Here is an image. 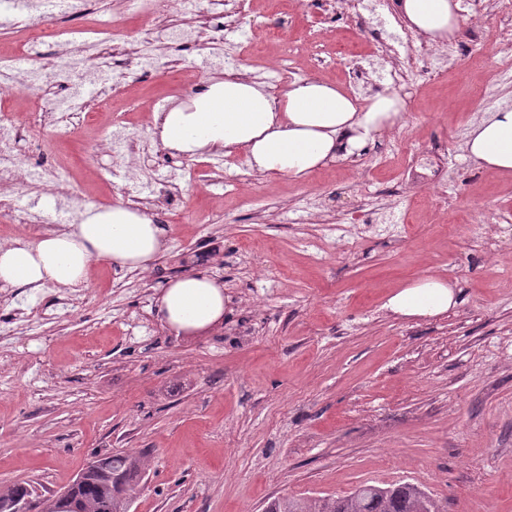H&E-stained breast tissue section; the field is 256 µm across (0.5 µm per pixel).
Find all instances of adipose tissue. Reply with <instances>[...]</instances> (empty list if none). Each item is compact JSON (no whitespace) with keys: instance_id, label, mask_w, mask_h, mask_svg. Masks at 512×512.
Here are the masks:
<instances>
[{"instance_id":"ef3b65f1","label":"adipose tissue","mask_w":512,"mask_h":512,"mask_svg":"<svg viewBox=\"0 0 512 512\" xmlns=\"http://www.w3.org/2000/svg\"><path fill=\"white\" fill-rule=\"evenodd\" d=\"M409 29L442 44L460 29L457 0H398ZM405 101L395 92L357 100L309 76L279 93L237 75L211 82L189 104L159 113L156 135L170 154L190 160L244 152L256 172L310 177L330 163L357 156L384 133L403 127ZM464 150L477 167L512 170V110L489 113L473 124ZM166 230L146 211L116 204L88 206L79 223L37 239L0 246V287L37 291L86 286L92 261L121 270L152 267L165 249ZM230 299L218 277L188 274L170 280L156 299L160 322L178 336L220 329ZM457 304L448 280L423 277L391 295L385 308L405 317H433Z\"/></svg>"}]
</instances>
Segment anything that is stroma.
<instances>
[{"label":"stroma","instance_id":"1","mask_svg":"<svg viewBox=\"0 0 512 512\" xmlns=\"http://www.w3.org/2000/svg\"><path fill=\"white\" fill-rule=\"evenodd\" d=\"M206 0L162 15L185 32L181 68L151 70L126 59L123 92L110 100L126 125L99 132L71 117L69 135L38 137L22 153L56 168L66 188L52 199L27 183L10 191L15 213L77 220L85 206H112L132 190L167 181L183 158L161 151L146 110L167 111L198 93L190 70L223 79L210 40ZM239 69H270L265 0H253ZM447 69L419 90L421 121L402 133L449 151L440 176L447 203L413 188L397 215L402 236L352 224L354 211L388 203L406 161L382 157L376 139L352 161L307 181L251 174L233 195L203 175H182L183 247L212 253L198 272L218 276L231 297L224 326L204 336L164 328L155 298L190 273L173 244L146 271L92 262L85 288L0 296V326L16 327L0 353V484L36 494L72 483L94 455L142 451L147 470L132 512H265L282 495H345L362 484L411 483L444 512H512V224L491 227L484 252L459 227L483 208L512 206V174L479 169L463 143L482 113L479 86ZM140 141L130 179L98 181L110 149ZM312 202L316 224L275 215ZM350 225L347 248L322 222ZM332 258L314 259L315 244ZM435 276L455 281L458 304L436 317L399 318L384 304L398 288Z\"/></svg>","mask_w":512,"mask_h":512}]
</instances>
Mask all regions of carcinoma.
<instances>
[{
	"mask_svg": "<svg viewBox=\"0 0 512 512\" xmlns=\"http://www.w3.org/2000/svg\"><path fill=\"white\" fill-rule=\"evenodd\" d=\"M144 473L141 453L99 455L85 485L72 502L57 505V512H128L133 491ZM20 497L30 499V512H42L44 501L33 497L21 484L0 492V512H10V503ZM266 512H442V507L432 494L410 483L385 487L363 484L340 497H277Z\"/></svg>",
	"mask_w": 512,
	"mask_h": 512,
	"instance_id": "obj_1",
	"label": "carcinoma"
}]
</instances>
